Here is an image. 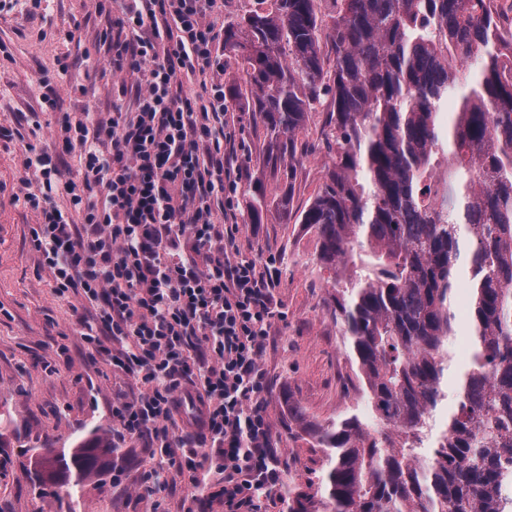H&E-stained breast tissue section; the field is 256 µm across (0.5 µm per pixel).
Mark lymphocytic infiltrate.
Segmentation results:
<instances>
[{"label": "lymphocytic infiltrate", "mask_w": 512, "mask_h": 512, "mask_svg": "<svg viewBox=\"0 0 512 512\" xmlns=\"http://www.w3.org/2000/svg\"><path fill=\"white\" fill-rule=\"evenodd\" d=\"M103 42L113 71L133 76V111L63 115L51 135L79 152L77 172L27 144L24 205L31 244L89 348L129 380L112 421L158 455L139 489L171 493L182 512H262L280 469L261 357L281 312L273 268L238 257L235 202L246 175L240 133L215 75L224 0H123ZM201 76L194 95L183 81ZM197 406L177 427L183 403Z\"/></svg>", "instance_id": "1"}]
</instances>
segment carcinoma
<instances>
[{"label":"carcinoma","instance_id":"cac0c4a2","mask_svg":"<svg viewBox=\"0 0 512 512\" xmlns=\"http://www.w3.org/2000/svg\"><path fill=\"white\" fill-rule=\"evenodd\" d=\"M270 3L224 25L243 61L233 100L251 101L267 151L249 223L291 217L298 134L329 101L321 190L296 223L317 231L366 386L356 414L288 416L324 449L320 495L288 492V512H512V39L496 0ZM468 284L470 359L454 403L445 378L457 294ZM112 437L94 429L30 458L41 489L100 481Z\"/></svg>","mask_w":512,"mask_h":512}]
</instances>
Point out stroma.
<instances>
[{"label": "stroma", "mask_w": 512, "mask_h": 512, "mask_svg": "<svg viewBox=\"0 0 512 512\" xmlns=\"http://www.w3.org/2000/svg\"><path fill=\"white\" fill-rule=\"evenodd\" d=\"M107 26V16L96 13L92 0H43L34 12L15 0L10 12L0 13V42L7 46L0 55V125L27 132L25 114L37 107L45 86H53L58 107L42 114L34 143L60 155L70 172L78 170L79 156L55 143L52 124L64 112H110L123 98L126 77L112 71L101 41ZM64 63L70 70L63 79ZM224 104L239 118L247 145L248 176L237 191L242 208L256 180L269 190L276 182L260 176L265 144L252 112L229 98ZM322 121V114L313 112L298 135L304 155L293 199L297 210L322 186L330 163ZM23 159L19 141L0 140V512H178L177 497H148L137 490L144 472L157 464L148 448L122 447L118 479L65 488L56 498L42 496L30 479L34 449L66 448L91 429L111 430L112 396L123 379L101 356L89 354L74 326L79 298L56 297L52 275L31 247L36 218L16 200L23 189ZM237 246L258 265L274 259L278 273L275 296L282 317L262 363L271 382L267 402L276 463L286 486L265 509L288 512V485L314 492L327 461L323 449L289 427L285 398L317 421L349 410L365 418L370 409L355 387L341 326L325 305L331 283L317 262L316 231L284 223L271 212L263 223H241Z\"/></svg>", "instance_id": "1"}]
</instances>
